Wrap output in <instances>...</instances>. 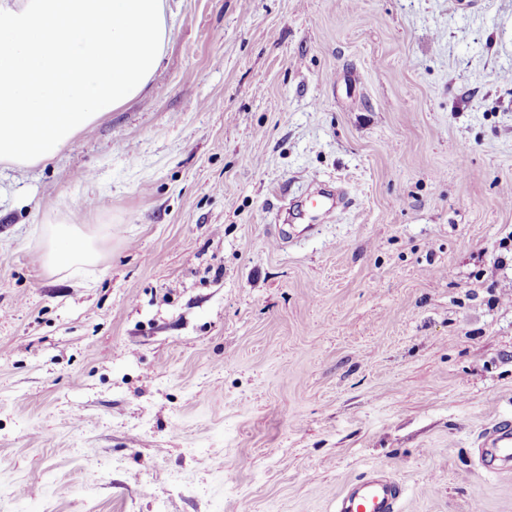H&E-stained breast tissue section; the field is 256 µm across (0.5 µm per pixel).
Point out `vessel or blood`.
Instances as JSON below:
<instances>
[{"label": "vessel or blood", "mask_w": 512, "mask_h": 512, "mask_svg": "<svg viewBox=\"0 0 512 512\" xmlns=\"http://www.w3.org/2000/svg\"><path fill=\"white\" fill-rule=\"evenodd\" d=\"M485 444L496 456L512 461V423H494ZM404 494L401 482L377 471L366 481L347 487L338 499L336 512H399Z\"/></svg>", "instance_id": "1"}]
</instances>
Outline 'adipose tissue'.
I'll list each match as a JSON object with an SVG mask.
<instances>
[{
	"label": "adipose tissue",
	"mask_w": 512,
	"mask_h": 512,
	"mask_svg": "<svg viewBox=\"0 0 512 512\" xmlns=\"http://www.w3.org/2000/svg\"><path fill=\"white\" fill-rule=\"evenodd\" d=\"M95 240L87 236L82 225L59 222L49 225L46 233L44 260L49 269L77 267L96 261Z\"/></svg>",
	"instance_id": "1"
}]
</instances>
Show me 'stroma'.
<instances>
[{
	"instance_id": "1",
	"label": "stroma",
	"mask_w": 512,
	"mask_h": 512,
	"mask_svg": "<svg viewBox=\"0 0 512 512\" xmlns=\"http://www.w3.org/2000/svg\"><path fill=\"white\" fill-rule=\"evenodd\" d=\"M167 11L140 95L0 164V512H336L376 468L400 512H512L475 453L512 420V0ZM61 221L97 261L45 266Z\"/></svg>"
}]
</instances>
